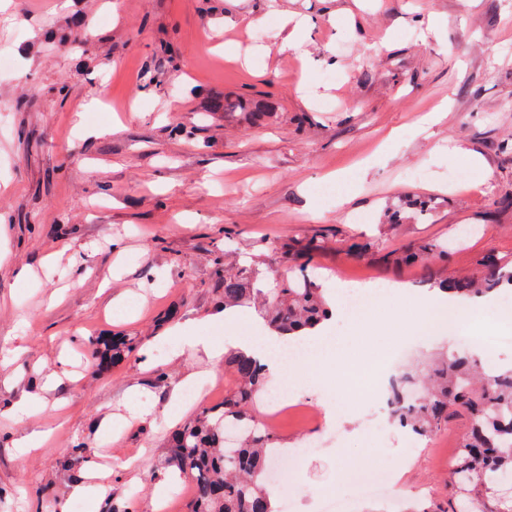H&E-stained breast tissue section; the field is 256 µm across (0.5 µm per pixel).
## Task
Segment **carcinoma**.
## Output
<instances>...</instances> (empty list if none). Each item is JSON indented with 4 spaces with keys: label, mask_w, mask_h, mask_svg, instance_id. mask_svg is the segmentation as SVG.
I'll return each instance as SVG.
<instances>
[{
    "label": "carcinoma",
    "mask_w": 512,
    "mask_h": 512,
    "mask_svg": "<svg viewBox=\"0 0 512 512\" xmlns=\"http://www.w3.org/2000/svg\"><path fill=\"white\" fill-rule=\"evenodd\" d=\"M300 252L281 254L284 274L260 294L268 325L290 341L300 340L329 316L323 289L300 262ZM441 244L408 247L395 255L397 264L445 261ZM482 270L472 276L441 278L437 286L462 299H475L512 288V266L493 253L483 257ZM259 272L250 266L224 269V309L251 297ZM125 336H101L93 356L114 365L132 352ZM224 372L234 386L224 391V404L175 429L169 439L164 469L195 483L188 512H275L266 493L267 457L276 436L262 428L252 408L261 400L266 369L242 352L224 353ZM388 404L393 422L426 436L448 426L458 413L470 426L459 443L455 483L449 508L431 512H463L476 495L512 483V368L488 371L464 345L440 354L429 372L404 371L391 379Z\"/></svg>",
    "instance_id": "carcinoma-1"
}]
</instances>
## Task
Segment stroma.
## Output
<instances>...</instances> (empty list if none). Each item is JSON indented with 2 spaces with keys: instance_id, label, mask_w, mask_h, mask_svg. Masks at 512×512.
Listing matches in <instances>:
<instances>
[{
  "instance_id": "stroma-1",
  "label": "stroma",
  "mask_w": 512,
  "mask_h": 512,
  "mask_svg": "<svg viewBox=\"0 0 512 512\" xmlns=\"http://www.w3.org/2000/svg\"><path fill=\"white\" fill-rule=\"evenodd\" d=\"M429 12L441 24L426 36ZM295 14L308 26L286 48ZM0 42L14 63L0 79V407L45 397L0 416V512H69L72 485L106 466L96 512H153L172 491L170 431L224 401L174 403L172 388L233 384L178 328L214 343L247 332L224 326L214 259L257 268L263 288L281 249L317 241L316 280L421 297L487 253L512 262V0H0ZM243 97L273 108L257 123L211 108ZM412 197L429 211L387 223ZM428 241L447 261L392 262ZM394 311L344 317L295 383L300 403L342 410L277 429L280 447H318L294 468L293 512L325 496L347 512L446 505L465 416L413 446L380 391L452 339H420L411 314L390 333ZM112 334L149 348L152 367L133 353L99 368L92 342ZM33 431L45 445L16 448ZM375 464L396 475L390 498L353 484Z\"/></svg>"
}]
</instances>
